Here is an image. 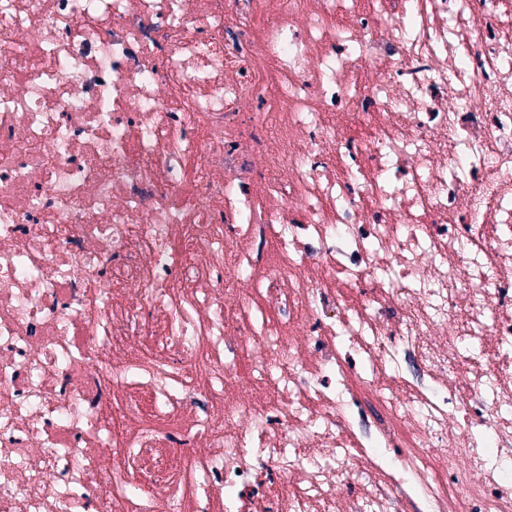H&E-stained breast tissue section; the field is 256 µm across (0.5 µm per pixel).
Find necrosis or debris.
<instances>
[{
    "mask_svg": "<svg viewBox=\"0 0 512 512\" xmlns=\"http://www.w3.org/2000/svg\"><path fill=\"white\" fill-rule=\"evenodd\" d=\"M503 26L0 0V512H512Z\"/></svg>",
    "mask_w": 512,
    "mask_h": 512,
    "instance_id": "obj_1",
    "label": "necrosis or debris"
}]
</instances>
